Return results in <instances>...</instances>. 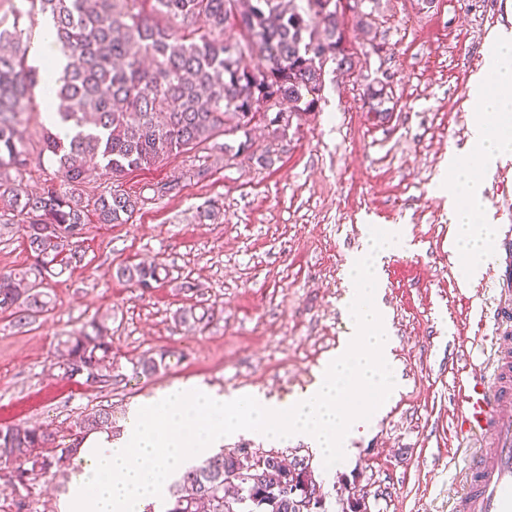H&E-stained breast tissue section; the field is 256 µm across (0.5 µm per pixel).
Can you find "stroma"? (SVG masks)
Here are the masks:
<instances>
[{
	"mask_svg": "<svg viewBox=\"0 0 512 512\" xmlns=\"http://www.w3.org/2000/svg\"><path fill=\"white\" fill-rule=\"evenodd\" d=\"M372 36L349 29L352 70L325 74L323 98L286 137L257 131L262 167L202 146L126 175L142 204L125 224L89 223L82 268L52 280L51 310L30 325L0 315V426H45L69 434L74 419L111 406L122 429L131 403L198 379L223 393L254 389L284 400L314 381L346 331V264L369 227L400 224L420 248L385 257L379 301L403 381L387 413L352 442L354 458L325 471L306 444L283 448L311 459L326 512L350 497L368 512H450L463 466L451 430L455 411L448 346L487 333L485 281L460 286L448 251V194L439 183L449 152L463 151L476 110L470 80L483 70L492 36L512 31V0H380ZM386 46L370 51V40ZM386 84L388 120L373 119L367 84ZM499 236L512 234V161L483 174ZM172 190L157 195L161 184ZM145 263L167 276L145 291L117 276ZM31 264L18 224L0 219V274ZM210 310L193 331L182 309ZM104 319L120 382L63 378L58 340ZM164 357L152 377L132 365ZM14 481L0 464V512H60L72 474Z\"/></svg>",
	"mask_w": 512,
	"mask_h": 512,
	"instance_id": "stroma-1",
	"label": "stroma"
}]
</instances>
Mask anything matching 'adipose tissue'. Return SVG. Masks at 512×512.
Segmentation results:
<instances>
[{
  "label": "adipose tissue",
  "instance_id": "ef3b65f1",
  "mask_svg": "<svg viewBox=\"0 0 512 512\" xmlns=\"http://www.w3.org/2000/svg\"><path fill=\"white\" fill-rule=\"evenodd\" d=\"M471 95L479 110L470 126V148L448 158L449 250L465 283L481 278L496 239L495 225L484 219L489 203L479 174L512 160L511 34L492 38L487 65L474 77Z\"/></svg>",
  "mask_w": 512,
  "mask_h": 512
}]
</instances>
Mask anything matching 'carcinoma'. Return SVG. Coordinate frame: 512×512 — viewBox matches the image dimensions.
Segmentation results:
<instances>
[{
    "label": "carcinoma",
    "mask_w": 512,
    "mask_h": 512,
    "mask_svg": "<svg viewBox=\"0 0 512 512\" xmlns=\"http://www.w3.org/2000/svg\"><path fill=\"white\" fill-rule=\"evenodd\" d=\"M14 8L12 22L0 21V202L22 216L26 250L33 258L20 275L0 274V313L25 327L51 309L48 281L81 266L76 242L64 249V235L82 237L87 214L74 192L54 186L29 193L10 171L25 169L29 153L20 116L37 110L34 90L45 85L49 67L27 65L25 17H50L58 51L66 59L55 81L51 106L56 123L43 127L42 148L64 181L79 187L98 170L115 187L94 203L101 224H126L139 209V195L117 187L129 172L164 162L173 155L220 136L249 133L255 126L285 136L278 113L261 104L288 106L301 117L322 99L324 78L315 49L337 52L350 69L345 23L336 0H28ZM235 28L240 38L226 39ZM257 56L264 64L253 66ZM385 88L366 86L364 100L376 118ZM71 133L62 137L56 124ZM118 274L142 289L160 281L155 265L128 264ZM190 329L206 326L208 311L180 312ZM63 377L84 368L85 383L112 384V343L104 322L93 319L57 347ZM112 406H102L73 423L71 443L55 444L41 427H0V461L15 463L17 483L51 468L61 471L91 433L112 429ZM269 477L249 472L245 449L217 453L169 486L165 512H323L322 499L295 501L284 486L307 478L306 467L284 465L282 454L268 450Z\"/></svg>",
    "instance_id": "carcinoma-1"
}]
</instances>
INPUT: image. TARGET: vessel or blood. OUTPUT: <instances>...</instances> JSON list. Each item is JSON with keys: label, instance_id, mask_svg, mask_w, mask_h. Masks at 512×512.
Listing matches in <instances>:
<instances>
[{"label": "vessel or blood", "instance_id": "vessel-or-blood-1", "mask_svg": "<svg viewBox=\"0 0 512 512\" xmlns=\"http://www.w3.org/2000/svg\"><path fill=\"white\" fill-rule=\"evenodd\" d=\"M490 285L486 367L455 380V432L467 454L451 512H512V267Z\"/></svg>", "mask_w": 512, "mask_h": 512}]
</instances>
